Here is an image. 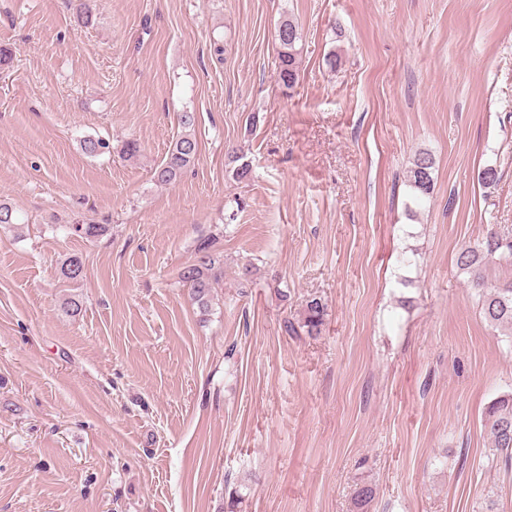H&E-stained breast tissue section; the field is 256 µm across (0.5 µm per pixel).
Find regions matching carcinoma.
Wrapping results in <instances>:
<instances>
[{"label":"carcinoma","mask_w":512,"mask_h":512,"mask_svg":"<svg viewBox=\"0 0 512 512\" xmlns=\"http://www.w3.org/2000/svg\"><path fill=\"white\" fill-rule=\"evenodd\" d=\"M275 40L279 46L277 79L283 87L291 89L299 78L297 45L300 36L294 21H281ZM179 123L182 134L154 172V177L160 184L177 181L198 152V142L193 133L194 113H181ZM433 170L434 160L428 153L418 156L414 161L409 182L414 191L415 202L419 203L429 197L433 187ZM68 229L86 238H95L107 231L104 224L89 223L71 224ZM214 241L215 238L211 236L201 239L194 260L183 267L180 273L182 282L189 286L191 299L203 314L210 311L215 285L219 284L223 276V269L216 266V259L211 251ZM492 263L512 266V234L491 231L484 242L460 247L456 258L457 268L468 275L473 286L478 288L479 303L486 318L496 325L512 329V282L505 285L488 282L485 272ZM83 272L84 261L77 254L68 256L60 268L61 277L69 282L79 281ZM325 315L326 305L318 299H312L306 303L301 320L285 321L286 329L293 334L301 329L309 336H316L320 333ZM486 423L497 455L502 458L504 465H509L512 462V394L503 395L492 402Z\"/></svg>","instance_id":"1"}]
</instances>
